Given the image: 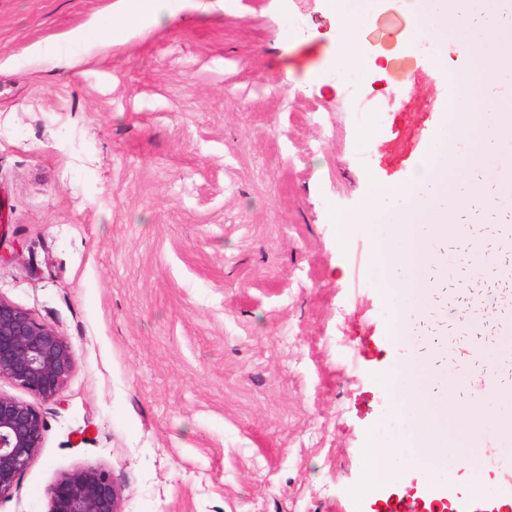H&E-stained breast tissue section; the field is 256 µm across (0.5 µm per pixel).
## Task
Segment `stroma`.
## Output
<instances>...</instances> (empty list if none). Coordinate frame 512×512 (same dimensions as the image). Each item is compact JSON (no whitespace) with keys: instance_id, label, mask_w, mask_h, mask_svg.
<instances>
[{"instance_id":"35a3bbf8","label":"stroma","mask_w":512,"mask_h":512,"mask_svg":"<svg viewBox=\"0 0 512 512\" xmlns=\"http://www.w3.org/2000/svg\"><path fill=\"white\" fill-rule=\"evenodd\" d=\"M146 33L82 39L105 11ZM409 20L378 0L357 33L367 68L333 59L325 0H0V298L64 336L55 400L0 380L44 416L42 447L0 512H47L65 471L100 467L121 512H386L361 499L367 448L415 455L418 417L382 374L411 358L389 325L407 299L364 225L378 185L406 181L476 62L457 42L407 53ZM79 57L64 68L54 51ZM318 80H308L310 69ZM448 423L474 477L512 499V441L470 364ZM391 422L382 433V422Z\"/></svg>"}]
</instances>
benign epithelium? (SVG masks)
<instances>
[{
  "instance_id": "7a95c632",
  "label": "benign epithelium",
  "mask_w": 512,
  "mask_h": 512,
  "mask_svg": "<svg viewBox=\"0 0 512 512\" xmlns=\"http://www.w3.org/2000/svg\"><path fill=\"white\" fill-rule=\"evenodd\" d=\"M74 369L65 337L0 298V379L34 396L56 398ZM46 421L32 404L0 395V499L42 448ZM47 512H120V489L98 467L61 473L46 491Z\"/></svg>"
}]
</instances>
